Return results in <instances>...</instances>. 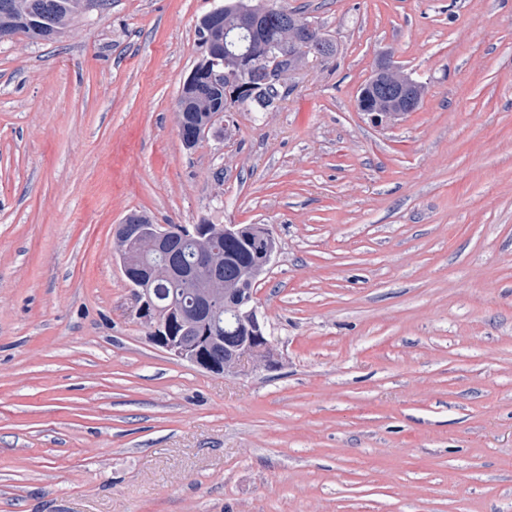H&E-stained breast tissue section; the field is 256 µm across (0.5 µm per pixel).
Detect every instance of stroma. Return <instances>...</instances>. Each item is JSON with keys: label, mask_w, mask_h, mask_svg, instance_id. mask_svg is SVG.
<instances>
[{"label": "stroma", "mask_w": 512, "mask_h": 512, "mask_svg": "<svg viewBox=\"0 0 512 512\" xmlns=\"http://www.w3.org/2000/svg\"><path fill=\"white\" fill-rule=\"evenodd\" d=\"M224 0L0 40V512H512V0H276L337 46L194 150ZM422 83L376 127L380 55ZM263 224L277 368L155 344L116 228Z\"/></svg>", "instance_id": "stroma-1"}]
</instances>
